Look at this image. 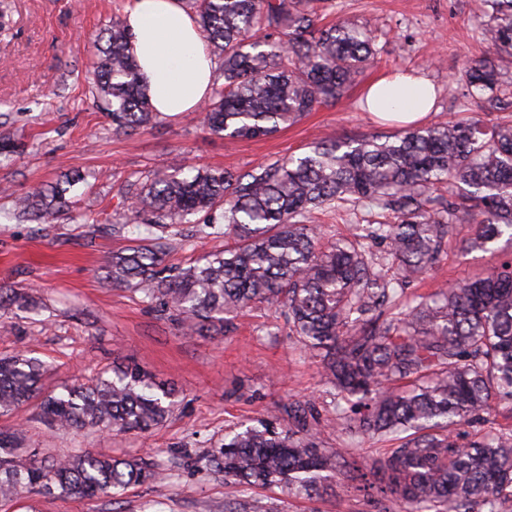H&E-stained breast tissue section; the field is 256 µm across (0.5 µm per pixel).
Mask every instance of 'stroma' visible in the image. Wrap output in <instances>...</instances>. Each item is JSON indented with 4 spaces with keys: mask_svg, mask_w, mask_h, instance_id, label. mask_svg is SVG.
I'll return each instance as SVG.
<instances>
[{
    "mask_svg": "<svg viewBox=\"0 0 512 512\" xmlns=\"http://www.w3.org/2000/svg\"><path fill=\"white\" fill-rule=\"evenodd\" d=\"M332 17L371 21L382 36L380 60L338 100L258 140L224 139L202 132L196 115L167 119L153 129L113 135L104 99L97 97L89 63L96 36L122 0H14L18 34L0 40V119L28 145L15 161L0 164V187L23 193L83 171L78 205L87 217L114 211L112 185L145 170L165 169L172 158L227 169H248L299 155L329 134L354 138L388 126L359 105L364 89L402 69L436 87L427 123L454 117L467 89L459 73L481 58L473 0H332ZM462 226L456 246L408 295L434 293L485 272L500 258L469 251ZM129 237L91 232L89 225L0 224V286H27L41 312L0 317V356L34 351L49 371L46 389L110 377L135 363L172 385L178 402L160 428L146 433L65 432L49 429L35 405L0 416L1 429H21L25 450L56 460L78 451L134 457L153 464L166 480L95 500L31 495L0 504V512H246L271 502L277 512H403L399 502L358 495L342 479L310 496L281 487L246 489L198 465L226 432L261 418L283 416L289 404L306 407L319 447L339 448L346 468H369L394 447L391 439L351 437L334 422L342 399L325 386L318 359L290 336L271 310L247 311L223 335L188 336L139 295L108 285L104 256L130 245Z\"/></svg>",
    "mask_w": 512,
    "mask_h": 512,
    "instance_id": "stroma-1",
    "label": "stroma"
}]
</instances>
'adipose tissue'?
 <instances>
[{
	"instance_id": "adipose-tissue-1",
	"label": "adipose tissue",
	"mask_w": 512,
	"mask_h": 512,
	"mask_svg": "<svg viewBox=\"0 0 512 512\" xmlns=\"http://www.w3.org/2000/svg\"><path fill=\"white\" fill-rule=\"evenodd\" d=\"M126 20L153 108L171 117L198 111L210 94L215 64L180 0H134ZM434 96L428 80L408 74L380 78L365 102L372 114L408 123L432 110Z\"/></svg>"
}]
</instances>
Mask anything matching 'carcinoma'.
I'll return each instance as SVG.
<instances>
[{
  "label": "carcinoma",
  "instance_id": "1",
  "mask_svg": "<svg viewBox=\"0 0 512 512\" xmlns=\"http://www.w3.org/2000/svg\"><path fill=\"white\" fill-rule=\"evenodd\" d=\"M331 0H184L196 20L216 79L205 102L204 132L237 139L268 137L284 124L338 99L378 59L368 22L319 24ZM487 54L512 58V0H476ZM89 73L110 109L115 134L161 123L130 48L126 14L102 33ZM473 98L489 106L512 96L501 69L468 61ZM26 144L0 131V160ZM75 179L14 197L16 224H83ZM112 233L144 229L103 265L115 288L141 295L189 335L230 331L247 308L283 315L302 348L321 362L324 383L353 415L336 424L356 435L400 440L380 465L381 492L405 512H499L512 496V433L467 427L494 403L512 404V260L484 276L464 278L430 296L403 298L412 281L441 261L460 226L466 249L495 253L512 246V123L489 125L480 113L391 134L328 137L304 154L243 171L176 162L121 182ZM382 220L355 224L351 236L323 241L316 211L355 207ZM195 239L222 234L224 250L188 266L166 263L179 224ZM384 242L387 250L373 252ZM28 293L0 287V313L31 312ZM46 365L16 354L0 358V414L40 400L55 429L147 432L174 411L176 391L136 366L112 370L85 386L42 394ZM301 404L287 422L247 426L224 435L205 467L251 488L284 486L317 493L342 473V453L301 434ZM22 434L0 430V503L25 493L94 499L162 480L141 459L84 452L47 463L19 459Z\"/></svg>",
  "mask_w": 512,
  "mask_h": 512
}]
</instances>
